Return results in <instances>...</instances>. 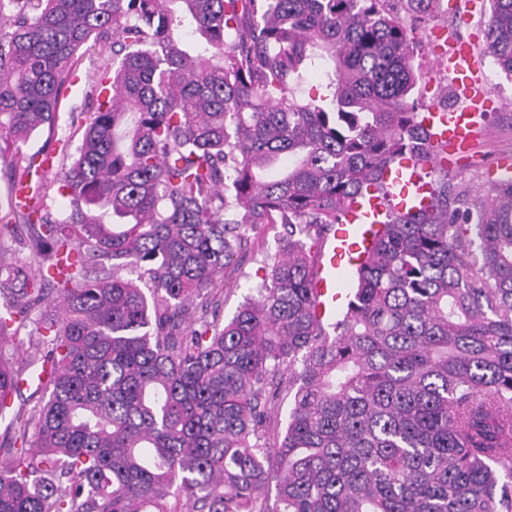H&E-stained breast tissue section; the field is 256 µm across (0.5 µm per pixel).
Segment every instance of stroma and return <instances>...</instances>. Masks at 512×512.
I'll return each instance as SVG.
<instances>
[{
  "label": "stroma",
  "mask_w": 512,
  "mask_h": 512,
  "mask_svg": "<svg viewBox=\"0 0 512 512\" xmlns=\"http://www.w3.org/2000/svg\"><path fill=\"white\" fill-rule=\"evenodd\" d=\"M391 5L412 32L416 46L415 64L421 74L418 102L427 106L435 102L445 107L457 106L453 98L454 76L438 62L433 53L436 40L472 43L478 63V74L500 99L499 108L487 112L480 122L475 144L464 156L448 164L453 183L469 189L473 195H484L487 175L500 161L512 159V76L502 72L485 54V33L492 11L491 0H450L449 6L432 5L421 12L407 0H391ZM104 53L93 48L86 52L77 70V79L68 99L60 108L58 134L79 143L82 131L73 116L84 109V95L96 78ZM280 225H265L251 232L247 255L235 273L237 288L225 293L221 310L230 319L243 298L259 286L265 277L266 256L275 254L282 245Z\"/></svg>",
  "instance_id": "35a3bbf8"
}]
</instances>
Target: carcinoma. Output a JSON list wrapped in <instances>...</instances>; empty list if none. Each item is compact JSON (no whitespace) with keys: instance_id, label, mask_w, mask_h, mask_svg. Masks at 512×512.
<instances>
[{"instance_id":"1","label":"carcinoma","mask_w":512,"mask_h":512,"mask_svg":"<svg viewBox=\"0 0 512 512\" xmlns=\"http://www.w3.org/2000/svg\"><path fill=\"white\" fill-rule=\"evenodd\" d=\"M385 2L0 0V157L23 180L47 130L35 198L69 205L0 218L46 264L0 262V340L58 307L20 361L0 344V512H512V175L476 200L437 177ZM492 2L485 52L512 74V0ZM92 46L112 63L71 154L59 110ZM321 60L327 94L298 97ZM404 158L430 207L387 206L345 313L319 318L326 235ZM265 224L284 245L226 322Z\"/></svg>"}]
</instances>
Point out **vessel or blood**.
Masks as SVG:
<instances>
[{
    "label": "vessel or blood",
    "instance_id": "1",
    "mask_svg": "<svg viewBox=\"0 0 512 512\" xmlns=\"http://www.w3.org/2000/svg\"><path fill=\"white\" fill-rule=\"evenodd\" d=\"M437 56L447 62L449 71L455 75L454 92L460 105L452 110L429 108L423 123L439 154L465 153L476 137L479 119L493 107L494 101L488 86L477 75L474 52L468 43H454L448 50L438 51ZM382 179L391 190L389 203L372 197L357 205V223L337 225L324 241L319 274L313 284L321 315L335 313L343 298L337 290L339 280L349 266L356 264L358 255L369 248L367 225L377 222L387 207L414 212L431 201L429 183L409 160H402L397 168L385 169Z\"/></svg>",
    "mask_w": 512,
    "mask_h": 512
}]
</instances>
